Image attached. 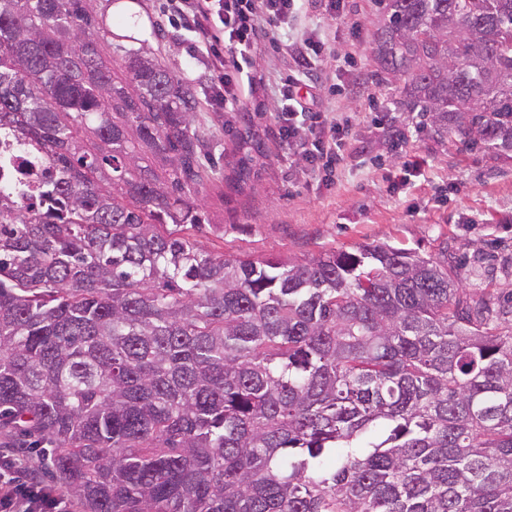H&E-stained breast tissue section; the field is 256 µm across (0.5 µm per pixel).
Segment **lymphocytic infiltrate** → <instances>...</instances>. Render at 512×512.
I'll return each instance as SVG.
<instances>
[{
    "label": "lymphocytic infiltrate",
    "mask_w": 512,
    "mask_h": 512,
    "mask_svg": "<svg viewBox=\"0 0 512 512\" xmlns=\"http://www.w3.org/2000/svg\"><path fill=\"white\" fill-rule=\"evenodd\" d=\"M306 0H167L166 11L185 19L199 42L212 54L214 81L210 104L217 109L243 105L266 94L269 83L251 63L266 43L279 41L289 21L304 10ZM323 27L289 43L294 73L277 87L280 107L275 114L280 142L295 146L309 170L320 161L336 164L343 156L344 138L335 116L313 111L312 90L304 74L332 55L328 22L344 20L347 0H320ZM20 462L0 459V512H59L68 501L61 488L19 485L8 474Z\"/></svg>",
    "instance_id": "1"
}]
</instances>
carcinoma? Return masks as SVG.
<instances>
[{
    "mask_svg": "<svg viewBox=\"0 0 512 512\" xmlns=\"http://www.w3.org/2000/svg\"><path fill=\"white\" fill-rule=\"evenodd\" d=\"M380 5L393 110L512 158V0ZM95 29L87 0H0V129L55 165L0 197L10 448L88 512H512V332L448 256L200 250L196 94L144 44L114 76Z\"/></svg>",
    "mask_w": 512,
    "mask_h": 512,
    "instance_id": "carcinoma-1",
    "label": "carcinoma"
}]
</instances>
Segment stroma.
Returning <instances> with one entry per match:
<instances>
[{
    "instance_id": "35a3bbf8",
    "label": "stroma",
    "mask_w": 512,
    "mask_h": 512,
    "mask_svg": "<svg viewBox=\"0 0 512 512\" xmlns=\"http://www.w3.org/2000/svg\"><path fill=\"white\" fill-rule=\"evenodd\" d=\"M102 23L100 44H148L199 101L196 124L210 142L215 178L192 199L202 223L192 235L206 251L227 257L251 255L312 259L336 250L389 244L422 256L447 251L458 284L470 300L491 311L512 304V160L495 161L458 153L416 132L408 112H382L384 86L373 83L357 94L339 86V74L316 66L321 110L334 112L347 147L330 185L318 184L297 151L282 145L269 95L264 112L217 111L208 104L212 63L195 47L194 36L163 11L161 0H92ZM132 24L114 25L115 17ZM382 20L377 0H357L350 17L361 30L354 41L337 31L331 48L351 69L374 72L373 34ZM258 141L250 181L231 185L243 155L240 140Z\"/></svg>"
}]
</instances>
